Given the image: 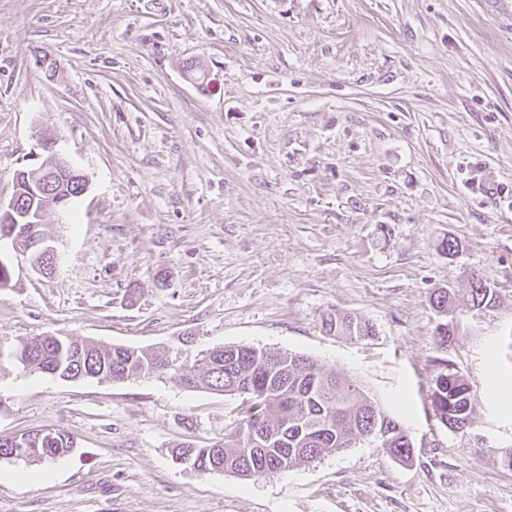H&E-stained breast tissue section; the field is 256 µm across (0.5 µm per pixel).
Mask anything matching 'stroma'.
<instances>
[{
    "instance_id": "stroma-1",
    "label": "stroma",
    "mask_w": 512,
    "mask_h": 512,
    "mask_svg": "<svg viewBox=\"0 0 512 512\" xmlns=\"http://www.w3.org/2000/svg\"><path fill=\"white\" fill-rule=\"evenodd\" d=\"M47 130L89 188L43 216L52 274L0 244V342L298 353L362 387L414 452L200 472L172 449L222 439L238 396L6 363L0 435L75 446L0 458V512H512V0H0V200ZM474 273L499 308L440 318L431 293L465 296ZM339 310L375 336L326 333ZM444 364L479 395L470 434L431 407ZM33 431V440L25 447L26 441L21 440L19 436H9V441L16 448H26L23 456H13V446L9 444L7 438L0 437V457L9 459H22L28 462H44L56 459L69 453L74 448L73 438L62 430H52L39 438V432Z\"/></svg>"
}]
</instances>
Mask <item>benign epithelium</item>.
I'll use <instances>...</instances> for the list:
<instances>
[{
    "label": "benign epithelium",
    "instance_id": "obj_1",
    "mask_svg": "<svg viewBox=\"0 0 512 512\" xmlns=\"http://www.w3.org/2000/svg\"><path fill=\"white\" fill-rule=\"evenodd\" d=\"M40 147L46 153L43 163L35 168H28L21 171V174L30 181L44 188V197L39 204L37 213H29L22 219L15 220L13 224H0V243L10 242L13 246H19L23 240L27 241L26 250L44 256L55 255L54 247L45 237H39L26 232L24 222L30 223L41 221L42 215L49 209L59 210L63 207L64 200L58 195L57 184L63 180L80 185V190L87 191L88 181L79 171L74 169L70 163L56 153V139L49 132H44L39 140Z\"/></svg>",
    "mask_w": 512,
    "mask_h": 512
}]
</instances>
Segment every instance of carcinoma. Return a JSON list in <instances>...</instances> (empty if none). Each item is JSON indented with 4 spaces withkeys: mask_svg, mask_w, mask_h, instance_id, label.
<instances>
[{
    "mask_svg": "<svg viewBox=\"0 0 512 512\" xmlns=\"http://www.w3.org/2000/svg\"><path fill=\"white\" fill-rule=\"evenodd\" d=\"M437 312L462 306L482 313L500 305L498 289L475 278L468 297L437 288L429 298ZM326 332L363 339L374 334L373 326L347 312L323 320ZM169 355L150 353L122 345L110 347L70 336L42 335L29 338L27 345L15 342L0 346V364L54 375L61 379L112 381L145 375L168 377L187 389H209L233 395L249 386L265 397L252 403L242 397L235 425L224 440L195 448L189 442L175 447V456L193 452L198 471H220L250 476L274 474L305 465L327 455L370 441L397 459L412 458L413 444L403 426L382 410L360 387L339 371L322 369L312 359L287 352H269L252 346L231 345L207 349L191 365L168 366ZM477 394L459 373L441 370L430 390L435 417L452 432L467 433L474 421ZM259 425L263 437L280 443L264 448L262 465L255 466L253 447L247 442L249 428ZM73 438L62 430L44 435L33 431L22 459L44 462L69 453Z\"/></svg>",
    "mask_w": 512,
    "mask_h": 512,
    "instance_id": "cac0c4a2",
    "label": "carcinoma"
}]
</instances>
